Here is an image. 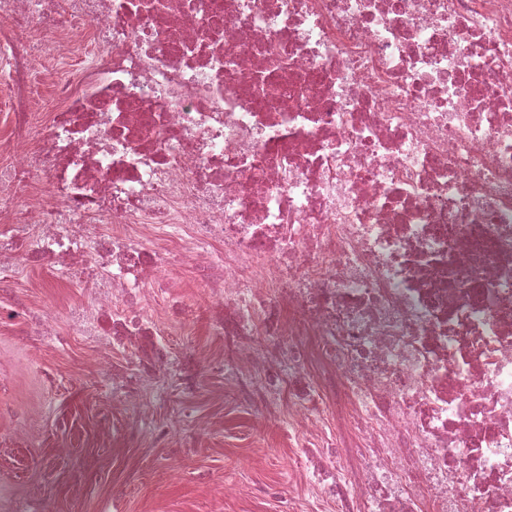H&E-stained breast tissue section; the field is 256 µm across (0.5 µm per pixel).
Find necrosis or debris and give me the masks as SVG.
Listing matches in <instances>:
<instances>
[{
  "label": "necrosis or debris",
  "mask_w": 512,
  "mask_h": 512,
  "mask_svg": "<svg viewBox=\"0 0 512 512\" xmlns=\"http://www.w3.org/2000/svg\"><path fill=\"white\" fill-rule=\"evenodd\" d=\"M0 71V284L83 290L0 304L23 346L142 418L287 403L283 512H512V0H0ZM7 288L26 290L29 302L35 307L49 303L59 307L73 305L81 296V288L74 283L58 281L50 265L28 268L21 279ZM175 279L180 287L176 290L187 305L197 307L207 303L205 288L197 283L189 265L181 267L177 271ZM171 336H168L170 343L177 348L197 351H209L218 348L221 344V337L216 336L206 324H201L196 330L195 336H181L182 331L177 325L170 329Z\"/></svg>",
  "instance_id": "4bbe7bcc"
}]
</instances>
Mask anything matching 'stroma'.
I'll use <instances>...</instances> for the list:
<instances>
[{
	"label": "stroma",
	"instance_id": "obj_1",
	"mask_svg": "<svg viewBox=\"0 0 512 512\" xmlns=\"http://www.w3.org/2000/svg\"><path fill=\"white\" fill-rule=\"evenodd\" d=\"M15 286L36 307L72 305L81 296L78 285L57 280L47 265L28 268ZM81 350L75 341L64 350L24 347L13 330L0 327V364L15 379L11 402L42 414L25 427L0 414V443L12 449L0 464V496L43 488L52 512H98L115 494L124 512H280L282 499L301 493L287 412L267 418L242 410L229 381L204 373L188 404L207 435L158 447L148 421L127 425L123 405L90 407L74 372ZM48 374L62 383L57 395L44 391ZM224 479L238 483V496H215Z\"/></svg>",
	"mask_w": 512,
	"mask_h": 512
}]
</instances>
